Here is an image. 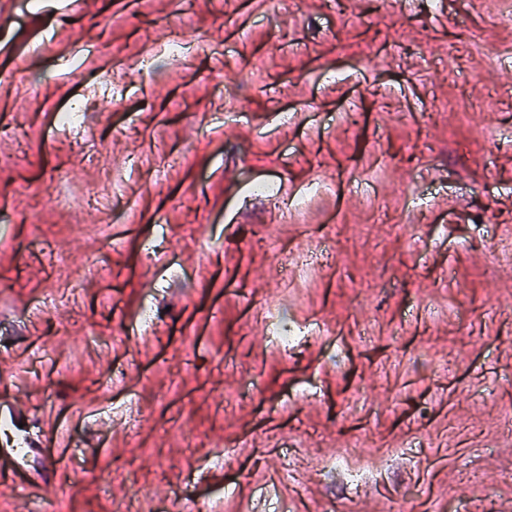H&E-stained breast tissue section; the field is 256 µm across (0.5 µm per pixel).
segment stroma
I'll return each instance as SVG.
<instances>
[{"mask_svg": "<svg viewBox=\"0 0 512 512\" xmlns=\"http://www.w3.org/2000/svg\"><path fill=\"white\" fill-rule=\"evenodd\" d=\"M505 9L17 0L0 31L16 132L0 138V417L20 407L38 452L63 455L22 470L55 512L512 502ZM102 74L113 105L60 128ZM263 180L279 194L251 198ZM111 181L125 192L85 205ZM280 322L307 331L294 351ZM351 444L354 490L317 469Z\"/></svg>", "mask_w": 512, "mask_h": 512, "instance_id": "1", "label": "stroma"}]
</instances>
